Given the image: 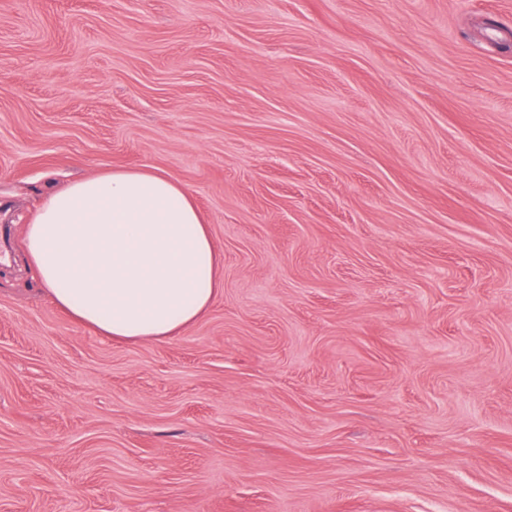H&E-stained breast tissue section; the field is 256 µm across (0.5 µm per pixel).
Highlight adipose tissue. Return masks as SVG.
<instances>
[{"label":"adipose tissue","instance_id":"1","mask_svg":"<svg viewBox=\"0 0 512 512\" xmlns=\"http://www.w3.org/2000/svg\"><path fill=\"white\" fill-rule=\"evenodd\" d=\"M24 243L53 303L115 340L181 334L220 287L218 252L189 190L150 169L105 170L50 193Z\"/></svg>","mask_w":512,"mask_h":512}]
</instances>
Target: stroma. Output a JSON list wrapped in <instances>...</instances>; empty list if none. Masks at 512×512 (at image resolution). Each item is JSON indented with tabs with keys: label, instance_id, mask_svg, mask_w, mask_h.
Here are the masks:
<instances>
[{
	"label": "stroma",
	"instance_id": "obj_1",
	"mask_svg": "<svg viewBox=\"0 0 512 512\" xmlns=\"http://www.w3.org/2000/svg\"><path fill=\"white\" fill-rule=\"evenodd\" d=\"M112 168L209 226L180 335L26 267ZM0 512H512V0H0Z\"/></svg>",
	"mask_w": 512,
	"mask_h": 512
}]
</instances>
